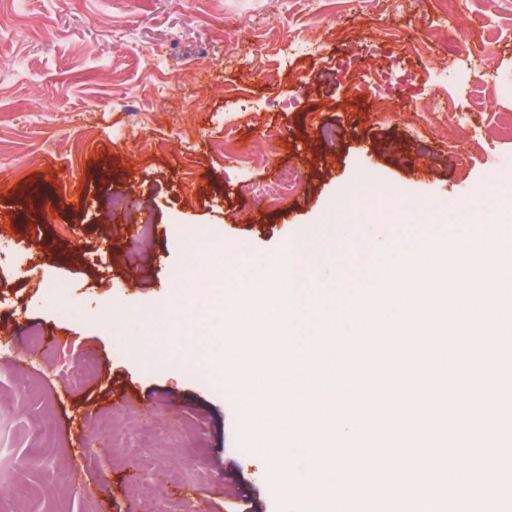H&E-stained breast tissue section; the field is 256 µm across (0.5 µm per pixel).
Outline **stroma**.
I'll list each match as a JSON object with an SVG mask.
<instances>
[{"label":"stroma","mask_w":512,"mask_h":512,"mask_svg":"<svg viewBox=\"0 0 512 512\" xmlns=\"http://www.w3.org/2000/svg\"><path fill=\"white\" fill-rule=\"evenodd\" d=\"M440 3L0 0V512H142L141 481L165 512H288L277 450L215 366L229 341L213 294L185 298L209 320L187 326L184 360H148L135 328L189 264L239 288L337 208L360 223L367 184L404 205L370 227L388 260L490 213L512 232L493 204L512 187V0H457L447 19ZM291 169L294 195L252 194ZM116 196L138 204L122 224ZM332 270L314 273L307 320L340 282L364 292L343 254Z\"/></svg>","instance_id":"35a3bbf8"}]
</instances>
